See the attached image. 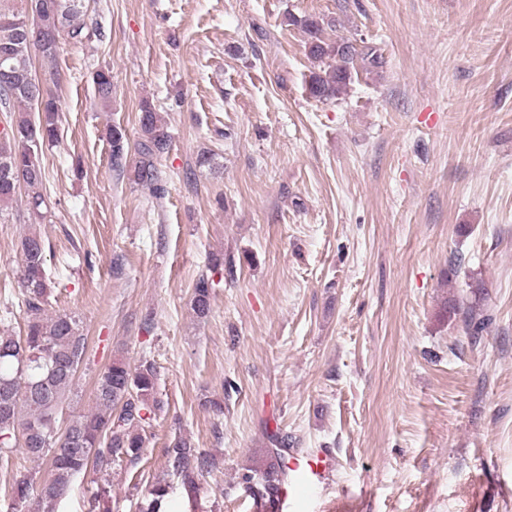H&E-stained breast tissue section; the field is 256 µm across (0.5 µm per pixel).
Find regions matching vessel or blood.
Instances as JSON below:
<instances>
[{"mask_svg": "<svg viewBox=\"0 0 512 512\" xmlns=\"http://www.w3.org/2000/svg\"><path fill=\"white\" fill-rule=\"evenodd\" d=\"M334 472L335 460L327 449L315 448L290 453L288 475L279 484L277 497L297 501L305 491L330 485Z\"/></svg>", "mask_w": 512, "mask_h": 512, "instance_id": "b4317fda", "label": "vessel or blood"}]
</instances>
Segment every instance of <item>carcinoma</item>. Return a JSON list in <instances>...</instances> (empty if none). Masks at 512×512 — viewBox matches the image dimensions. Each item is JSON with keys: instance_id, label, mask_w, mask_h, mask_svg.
Segmentation results:
<instances>
[{"instance_id": "1", "label": "carcinoma", "mask_w": 512, "mask_h": 512, "mask_svg": "<svg viewBox=\"0 0 512 512\" xmlns=\"http://www.w3.org/2000/svg\"><path fill=\"white\" fill-rule=\"evenodd\" d=\"M89 0H0V106L18 108L17 115L0 130V215L24 186L30 192L27 205L41 215L46 205L39 192L45 181L40 156L44 147L59 135V106L51 89L36 100L28 86L33 73L32 53L40 55L50 74L56 73L58 50L63 43L81 44L100 36L86 28L81 18ZM307 35L308 56L318 63L308 81L310 97L335 101L346 92L353 73L361 69L371 73L380 67L377 49L365 45L322 37V26L313 18H291ZM93 83L98 104L112 105V69L95 71ZM139 139L135 144L138 160L127 162L129 143L125 131L114 125L109 132L112 167L142 185H159L157 159L167 152L171 142L168 125L154 106H140ZM45 243L37 232L21 240V285L26 302L25 336L0 335V467L13 466L14 452L28 459L48 461L49 477L41 483L33 474L13 473L11 499L15 502L37 500L40 512H53V505L66 498L74 479L93 468L108 472L114 462L138 463L146 443V428L163 408L157 397L158 372L155 363L143 359L132 368L116 358L98 375L95 409L73 416L64 430L57 420L67 393L75 385L79 366L87 353V336L78 317L72 314L49 316L45 313L48 283L45 269ZM224 270V259L217 258L211 274L202 273L194 282L192 310L196 317H207L212 295L218 283L213 274ZM462 315L464 333L478 338L484 320L477 317L476 306L452 307ZM291 440L274 433L270 447L262 449L256 465L247 469L243 483L257 502H267L288 468ZM165 473L149 487L141 512H167L164 505L177 480L188 500L197 502L201 480L219 469L220 461L211 452L196 448L179 435L164 450Z\"/></svg>"}]
</instances>
